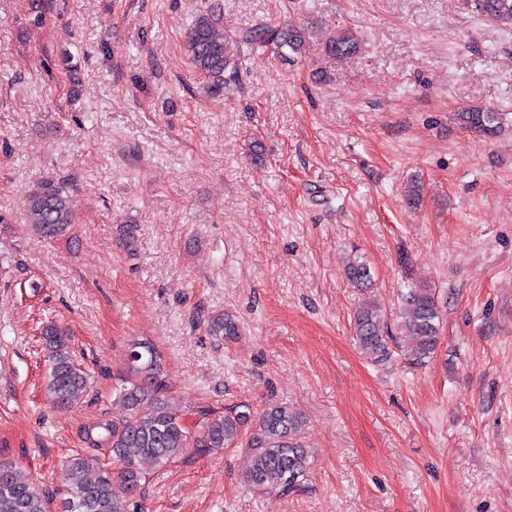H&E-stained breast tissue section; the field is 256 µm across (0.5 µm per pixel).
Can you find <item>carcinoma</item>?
<instances>
[{
    "label": "carcinoma",
    "instance_id": "1",
    "mask_svg": "<svg viewBox=\"0 0 512 512\" xmlns=\"http://www.w3.org/2000/svg\"><path fill=\"white\" fill-rule=\"evenodd\" d=\"M482 16L512 25V0H471ZM310 32L296 26H266L243 32L238 51L255 44L305 51ZM320 44L326 55L347 57L358 52L360 40L348 29H336ZM184 52L212 94L224 92L225 73L237 68L224 37L221 12L213 7L193 14L184 40ZM461 128L496 138L504 130V113L487 106H472L455 113ZM424 186L417 179L403 189L405 203L420 205ZM28 224L47 240L64 235L74 223L68 186L63 181H41L25 198ZM138 225L119 224L116 234L129 251L135 250ZM348 281L363 290L372 286L370 268L359 260L346 264ZM440 310L435 290L415 285L401 294V313L396 323L399 335L384 329L380 305L365 300L354 315L355 340L360 353L372 363L385 366L401 359L409 367H421L433 358L440 344ZM207 331L225 342L240 332V322L229 311L208 317ZM49 364L45 389L51 403L60 408L72 405L77 395L91 385L89 373L73 358L68 337L57 325L42 331ZM169 385L156 348L149 342L135 341L127 354V371L116 388L115 400L127 417L109 419L102 413L81 430L86 447L77 448L63 466L64 498L60 512H131L133 499L146 482L141 462L162 465L175 463L184 454H207L215 449L242 445L250 464L243 483L261 494L288 496L303 490L310 466V451L300 437L301 418L288 405L268 404L252 419L246 403L204 412L197 428L185 423L183 414L169 404ZM54 498L34 485L15 466L0 460V512H51Z\"/></svg>",
    "mask_w": 512,
    "mask_h": 512
}]
</instances>
